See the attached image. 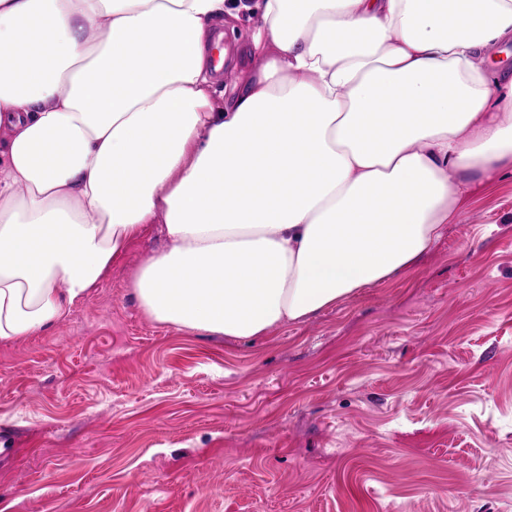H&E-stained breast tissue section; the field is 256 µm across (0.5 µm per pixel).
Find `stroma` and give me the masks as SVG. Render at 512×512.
Returning <instances> with one entry per match:
<instances>
[{
	"mask_svg": "<svg viewBox=\"0 0 512 512\" xmlns=\"http://www.w3.org/2000/svg\"><path fill=\"white\" fill-rule=\"evenodd\" d=\"M258 2L224 16L239 77ZM164 245L0 344V512H512V174L411 269L251 339L143 313Z\"/></svg>",
	"mask_w": 512,
	"mask_h": 512,
	"instance_id": "35a3bbf8",
	"label": "stroma"
}]
</instances>
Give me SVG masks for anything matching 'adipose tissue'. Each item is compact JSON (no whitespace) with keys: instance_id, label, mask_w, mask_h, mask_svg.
<instances>
[{"instance_id":"ef3b65f1","label":"adipose tissue","mask_w":512,"mask_h":512,"mask_svg":"<svg viewBox=\"0 0 512 512\" xmlns=\"http://www.w3.org/2000/svg\"><path fill=\"white\" fill-rule=\"evenodd\" d=\"M216 105L225 0H0V342L48 331L132 238L152 320L251 338L418 262L512 170V0H261Z\"/></svg>"}]
</instances>
